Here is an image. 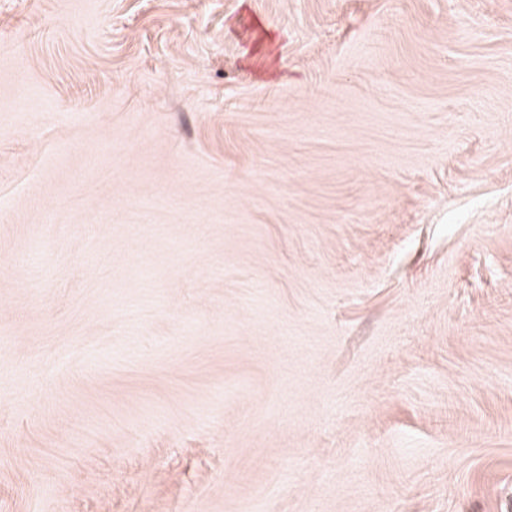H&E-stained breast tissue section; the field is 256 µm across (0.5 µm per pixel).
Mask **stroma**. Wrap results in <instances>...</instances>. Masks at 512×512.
<instances>
[{"mask_svg":"<svg viewBox=\"0 0 512 512\" xmlns=\"http://www.w3.org/2000/svg\"><path fill=\"white\" fill-rule=\"evenodd\" d=\"M0 512H512V0H0Z\"/></svg>","mask_w":512,"mask_h":512,"instance_id":"1","label":"stroma"}]
</instances>
